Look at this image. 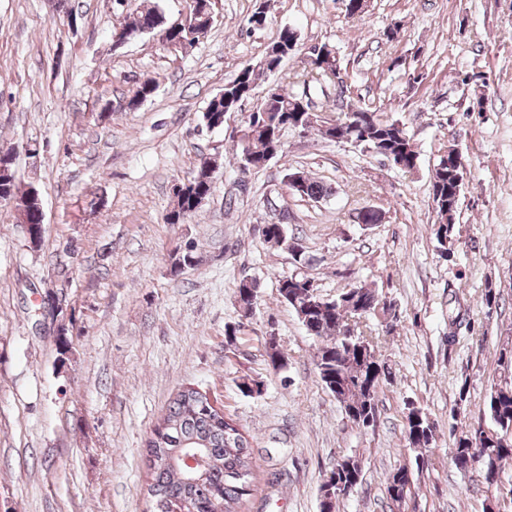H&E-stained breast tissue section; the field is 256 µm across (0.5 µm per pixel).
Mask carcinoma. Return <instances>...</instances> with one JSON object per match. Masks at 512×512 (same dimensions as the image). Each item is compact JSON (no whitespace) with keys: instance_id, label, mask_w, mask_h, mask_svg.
<instances>
[{"instance_id":"carcinoma-1","label":"carcinoma","mask_w":512,"mask_h":512,"mask_svg":"<svg viewBox=\"0 0 512 512\" xmlns=\"http://www.w3.org/2000/svg\"><path fill=\"white\" fill-rule=\"evenodd\" d=\"M207 9L198 18L195 27L171 31L167 38L181 43L198 42L210 28ZM153 29L159 33L165 29L164 20L157 7H148L133 22L122 26V30L140 32ZM325 60L304 62L301 73L293 77V85L301 86L300 94L307 103L306 110L292 112L295 94L281 86L279 92L266 99L256 112L248 117L244 135L238 137L237 163L246 170H259L266 166L270 157L283 152L280 140L289 126L309 123L307 109L314 107L319 112H340L334 127H318L323 138L337 142L346 139L360 141L374 149L385 150L393 165L404 171L416 168L419 159L417 146L404 128L401 120L382 117L377 110L352 103L343 98L344 86L336 84L323 67ZM267 76V69L245 66L238 75L224 85V91L213 96L206 112L214 118L233 112L244 101L246 89ZM156 90L153 80H145L136 86L128 97L126 108H137L150 98ZM301 188L297 195L311 200L326 197L330 190L321 182L301 175ZM211 171L206 162H201L195 173L182 183L176 193V204L166 215V222L179 224L193 213L195 196L210 188ZM432 209L436 216L432 235L437 243L440 258L451 260L454 256L456 217L463 187L457 184L453 171L442 162H437L431 180ZM26 192L19 191L15 176V159L9 152H0V205H8L17 211L22 223L27 225L31 243L37 247L43 237V212L34 202L26 203ZM281 224H268L263 229L264 240L285 249L290 237L284 235ZM257 282L244 279L237 288V301L243 313H248L252 299L257 296ZM394 313L396 309L375 289L365 286L350 288L336 296V305L323 304L304 313L300 323L306 332L320 342L315 354V366L325 387L340 404L346 418L359 427L367 421H377L379 416L378 390L388 381L390 371L380 361L364 365L351 347L348 338L352 319L367 318L375 314ZM488 414L499 427L493 431L484 427L482 421L468 425V429L457 431V416L448 431L453 438L454 460L465 464H479L484 480L494 485L502 462L512 459V377L505 376L492 382L488 399ZM234 430L229 420L219 415L207 394L187 386L180 389L169 401L165 412L157 418L145 442V464L151 475L147 494L152 503V512H244L243 505L250 492L251 460L248 441L243 433L230 434ZM437 426L423 410L415 405L405 415L406 447L415 453L414 464L421 469L426 453L434 440ZM200 454L205 465L189 471L182 465L184 455ZM345 469V479L362 483V465L355 455H346L336 460L331 473ZM414 481L402 487L397 495L386 486L387 497L394 508L402 512L406 499L413 493ZM320 512H337L345 496L336 493V485L321 483L319 487Z\"/></svg>"}]
</instances>
